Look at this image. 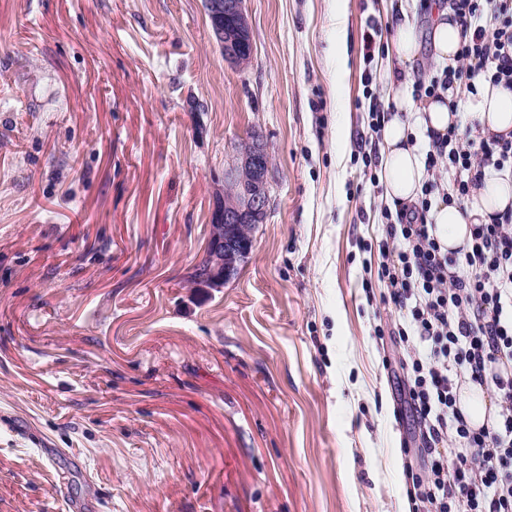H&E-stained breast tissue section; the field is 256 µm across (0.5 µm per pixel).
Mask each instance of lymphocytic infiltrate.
Here are the masks:
<instances>
[{
  "label": "lymphocytic infiltrate",
  "instance_id": "f902f5d3",
  "mask_svg": "<svg viewBox=\"0 0 512 512\" xmlns=\"http://www.w3.org/2000/svg\"><path fill=\"white\" fill-rule=\"evenodd\" d=\"M463 28L455 66L416 80L413 97L436 98L488 74L512 89V0H449ZM427 178L417 202L383 211L389 240L379 280L399 311L393 334L405 356L407 403L420 424L428 468L415 476L421 512H512V210L472 227L463 255L443 251L425 215L481 187L486 168L512 172V138L427 131ZM493 387V427L470 428L457 405L461 380ZM458 445L445 460L441 445Z\"/></svg>",
  "mask_w": 512,
  "mask_h": 512
}]
</instances>
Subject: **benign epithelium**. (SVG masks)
Returning a JSON list of instances; mask_svg holds the SVG:
<instances>
[{"mask_svg":"<svg viewBox=\"0 0 512 512\" xmlns=\"http://www.w3.org/2000/svg\"><path fill=\"white\" fill-rule=\"evenodd\" d=\"M211 38L224 61L238 67L252 57L253 42L245 0H207ZM270 157L257 133L242 139L224 171V192L211 212V231L199 288H222L247 262L253 230L264 223L270 205Z\"/></svg>","mask_w":512,"mask_h":512,"instance_id":"1","label":"benign epithelium"}]
</instances>
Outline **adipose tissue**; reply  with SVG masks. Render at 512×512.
<instances>
[{"label": "adipose tissue", "instance_id": "1", "mask_svg": "<svg viewBox=\"0 0 512 512\" xmlns=\"http://www.w3.org/2000/svg\"><path fill=\"white\" fill-rule=\"evenodd\" d=\"M429 39L436 60L454 65L462 41V27L450 6L432 8ZM467 114L479 132L488 136L512 132V91L503 86L480 81L476 93L460 94L450 88L442 97L415 102L407 85H400L393 100L391 114L384 124L381 156L385 197L391 205L416 202L425 180L423 157L418 145L412 144L413 129L433 130L443 134ZM512 208V178L487 172L483 185L463 202L434 203L426 215L441 246L455 251L471 239V227L489 223L492 216ZM458 405L472 428L492 423L499 407L487 391L467 383L459 392Z\"/></svg>", "mask_w": 512, "mask_h": 512}]
</instances>
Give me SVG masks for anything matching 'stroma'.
I'll list each match as a JSON object with an SVG mask.
<instances>
[{
	"label": "stroma",
	"mask_w": 512,
	"mask_h": 512,
	"mask_svg": "<svg viewBox=\"0 0 512 512\" xmlns=\"http://www.w3.org/2000/svg\"><path fill=\"white\" fill-rule=\"evenodd\" d=\"M0 0V512H402L421 462L377 277L368 93L427 0ZM381 29L374 61L365 36ZM270 208L194 288L237 143ZM211 38L224 61L238 67L252 57L253 42L244 0H207Z\"/></svg>",
	"instance_id": "obj_1"
}]
</instances>
